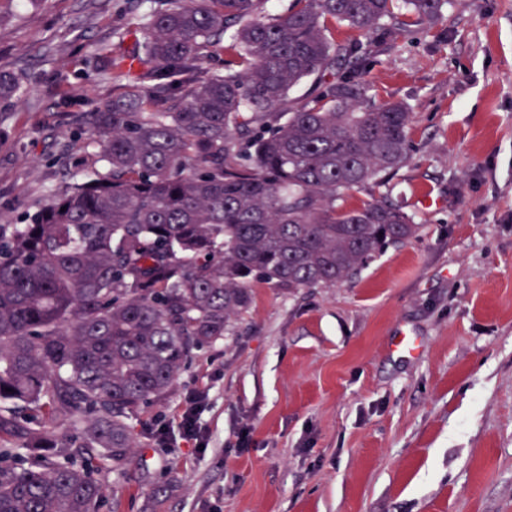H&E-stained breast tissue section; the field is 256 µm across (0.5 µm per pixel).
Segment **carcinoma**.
<instances>
[{"instance_id": "1", "label": "carcinoma", "mask_w": 512, "mask_h": 512, "mask_svg": "<svg viewBox=\"0 0 512 512\" xmlns=\"http://www.w3.org/2000/svg\"><path fill=\"white\" fill-rule=\"evenodd\" d=\"M264 2L148 8L119 34L130 53L99 56L128 80L86 113L108 172L0 234V512H98L100 476L138 447L132 417L224 339L254 282L333 288L416 237L386 201L340 203L407 163L412 112L336 70L447 0H292L278 16ZM338 23L376 38L338 42ZM312 75L317 92L282 111ZM21 91L0 72V101Z\"/></svg>"}]
</instances>
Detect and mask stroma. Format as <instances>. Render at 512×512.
Instances as JSON below:
<instances>
[{
  "instance_id": "obj_1",
  "label": "stroma",
  "mask_w": 512,
  "mask_h": 512,
  "mask_svg": "<svg viewBox=\"0 0 512 512\" xmlns=\"http://www.w3.org/2000/svg\"><path fill=\"white\" fill-rule=\"evenodd\" d=\"M130 7L0 0V71L24 88L0 102V225L106 171L72 132L122 92L93 61L132 50L116 35L139 22ZM359 67L376 103L410 108L412 150L386 187L344 199L387 195L417 237L333 288L254 283L224 339L137 418L100 512H512V0H452ZM404 333L420 357L395 351ZM200 389L196 452L174 423Z\"/></svg>"
}]
</instances>
